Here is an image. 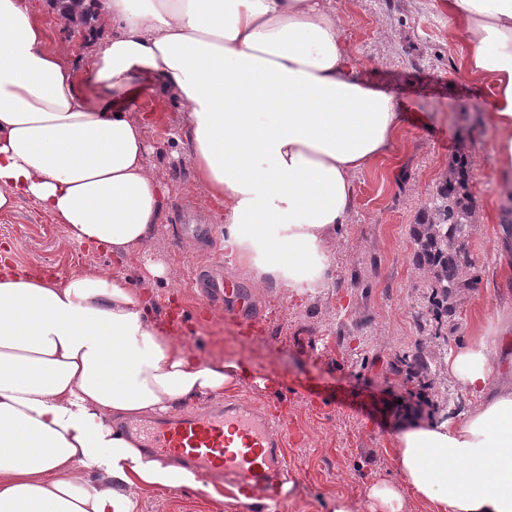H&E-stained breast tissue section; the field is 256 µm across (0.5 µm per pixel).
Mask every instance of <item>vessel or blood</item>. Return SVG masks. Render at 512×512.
<instances>
[{
	"label": "vessel or blood",
	"instance_id": "vessel-or-blood-1",
	"mask_svg": "<svg viewBox=\"0 0 512 512\" xmlns=\"http://www.w3.org/2000/svg\"><path fill=\"white\" fill-rule=\"evenodd\" d=\"M130 433L157 458L174 456L211 478L229 479L234 497L268 506L284 499L287 459L265 413L227 403L138 424Z\"/></svg>",
	"mask_w": 512,
	"mask_h": 512
}]
</instances>
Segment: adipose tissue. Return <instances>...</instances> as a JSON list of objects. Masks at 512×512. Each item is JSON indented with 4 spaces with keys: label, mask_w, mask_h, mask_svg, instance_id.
<instances>
[{
    "label": "adipose tissue",
    "mask_w": 512,
    "mask_h": 512,
    "mask_svg": "<svg viewBox=\"0 0 512 512\" xmlns=\"http://www.w3.org/2000/svg\"><path fill=\"white\" fill-rule=\"evenodd\" d=\"M465 67L490 79L487 120L512 186V0H447ZM91 50L65 63L30 0H0V213L35 201L78 245L146 250L169 185L128 111L142 87L177 102L171 141L224 207V244L264 284L300 293L335 279L329 254L354 206L353 176L405 119L347 63L334 0H81ZM99 91L90 103L76 78ZM150 295L103 270L60 281L0 259V512H136L142 487L201 490L123 424L223 396L245 371L207 361L155 323ZM471 404L401 427V483L369 512H512V326L453 350Z\"/></svg>",
    "instance_id": "obj_1"
}]
</instances>
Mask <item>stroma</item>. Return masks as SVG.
<instances>
[{
  "instance_id": "35a3bbf8",
  "label": "stroma",
  "mask_w": 512,
  "mask_h": 512,
  "mask_svg": "<svg viewBox=\"0 0 512 512\" xmlns=\"http://www.w3.org/2000/svg\"><path fill=\"white\" fill-rule=\"evenodd\" d=\"M339 31L351 64L374 90L403 104L408 119L387 155L354 178L355 204L330 252L336 279L303 297L255 281L247 270L233 280L250 298L252 322L241 331L224 303L201 297L195 273L204 264L225 276L224 221L194 180L184 146L148 133V157L172 193L150 239L149 254L172 272L148 276L143 258L124 259L69 241L32 201H20L0 217V247L19 263L66 279L79 270L108 268L155 298L158 316L178 295L180 335L205 358L237 359L263 385L225 392L250 407L269 406L279 416L277 434L295 477L281 512H328L336 498L354 512H368L367 490L397 480L394 430L404 420L438 415L444 394L461 389L439 374L432 389L394 375L396 354L423 348L445 361L462 342L482 336L501 318H512V265L501 255L500 228L506 197L495 154L496 132L484 122L488 81L468 74L463 27L448 16L445 0H336ZM428 123H418V116ZM471 161L476 230L468 251L476 280L460 297L447 340L420 328L426 288L414 257V227L421 207L457 155ZM207 225L214 250L186 248L194 225ZM357 397L355 409L310 402L300 382ZM138 512H248L212 491L143 488Z\"/></svg>"
}]
</instances>
